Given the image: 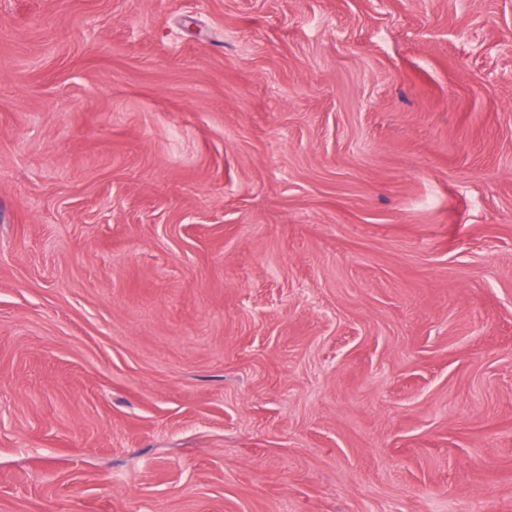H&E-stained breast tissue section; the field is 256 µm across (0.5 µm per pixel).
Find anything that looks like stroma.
<instances>
[{"mask_svg": "<svg viewBox=\"0 0 512 512\" xmlns=\"http://www.w3.org/2000/svg\"><path fill=\"white\" fill-rule=\"evenodd\" d=\"M512 512V0H0V512Z\"/></svg>", "mask_w": 512, "mask_h": 512, "instance_id": "1", "label": "stroma"}]
</instances>
